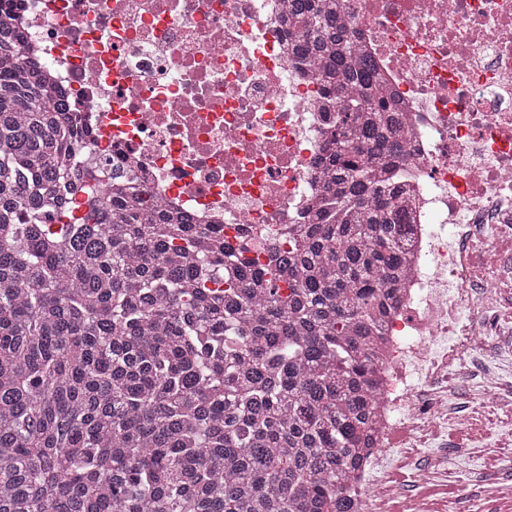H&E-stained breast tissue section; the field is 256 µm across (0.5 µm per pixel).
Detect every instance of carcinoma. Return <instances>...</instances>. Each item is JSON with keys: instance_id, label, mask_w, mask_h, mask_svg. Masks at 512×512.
I'll return each mask as SVG.
<instances>
[{"instance_id": "1", "label": "carcinoma", "mask_w": 512, "mask_h": 512, "mask_svg": "<svg viewBox=\"0 0 512 512\" xmlns=\"http://www.w3.org/2000/svg\"><path fill=\"white\" fill-rule=\"evenodd\" d=\"M327 204L262 263L105 162L0 12V512H351L404 267L398 115L340 0H290Z\"/></svg>"}]
</instances>
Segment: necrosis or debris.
<instances>
[{
  "instance_id": "obj_1",
  "label": "necrosis or debris",
  "mask_w": 512,
  "mask_h": 512,
  "mask_svg": "<svg viewBox=\"0 0 512 512\" xmlns=\"http://www.w3.org/2000/svg\"><path fill=\"white\" fill-rule=\"evenodd\" d=\"M287 18L288 0H20L15 24L86 147L129 162L167 208L262 251L296 237L323 193L329 115ZM343 18L401 116L410 222L352 507L435 512L384 475L400 432H469L504 405L491 370L469 406L453 414L448 400L512 288V0H343Z\"/></svg>"
}]
</instances>
